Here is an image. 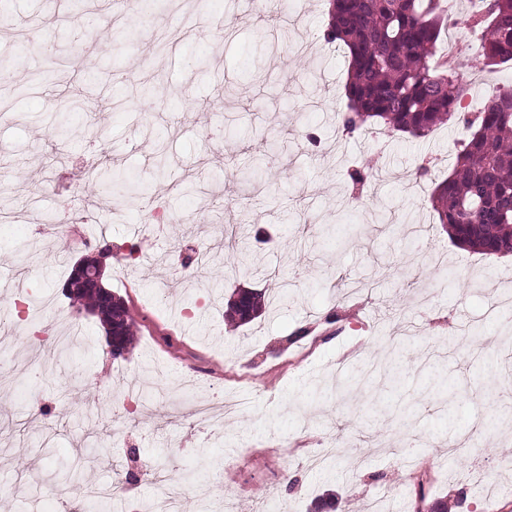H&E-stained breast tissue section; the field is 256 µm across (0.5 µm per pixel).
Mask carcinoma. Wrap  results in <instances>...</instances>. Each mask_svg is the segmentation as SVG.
<instances>
[{
    "instance_id": "cac0c4a2",
    "label": "carcinoma",
    "mask_w": 512,
    "mask_h": 512,
    "mask_svg": "<svg viewBox=\"0 0 512 512\" xmlns=\"http://www.w3.org/2000/svg\"><path fill=\"white\" fill-rule=\"evenodd\" d=\"M466 25L479 33L484 66L512 61V0H475ZM450 21L441 0H330L325 39L349 54L344 94L346 132L379 124L391 134L423 138L454 115V106L469 92L460 69L438 65V42ZM64 104L52 131L56 139L72 137ZM456 165L436 185L431 205L451 241L482 255L512 252V86L493 92L483 112L465 122ZM122 182L129 197L142 191L138 181L105 167L93 168L89 183L98 196L112 195ZM264 293L240 290L227 313L248 323L262 312ZM123 346L130 345L132 324L126 305L116 299ZM414 512H448V501L426 503L418 492Z\"/></svg>"
}]
</instances>
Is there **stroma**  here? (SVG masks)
Wrapping results in <instances>:
<instances>
[{"instance_id": "obj_1", "label": "stroma", "mask_w": 512, "mask_h": 512, "mask_svg": "<svg viewBox=\"0 0 512 512\" xmlns=\"http://www.w3.org/2000/svg\"><path fill=\"white\" fill-rule=\"evenodd\" d=\"M0 58L16 59L8 78L40 71L0 121V306L24 295L62 311L80 337L62 364L0 326V353L20 387L0 391V512H50L46 475L81 463L87 481L128 485L143 503L158 495L134 457L158 472L196 469L182 512H297L333 502L334 512H412L417 488L449 512H512V321L499 299L512 287V256L454 245L430 203L451 173L463 125L452 117L425 138L343 136L337 116L348 58L325 41L327 0H290L275 24L250 0H166L154 29L174 37L157 51L138 13L112 0H7ZM96 22L100 47L83 37ZM302 55H295L296 46ZM471 112L493 90L512 85V65L467 67ZM119 100L94 118L98 134L53 139L61 98ZM168 159L157 168L155 141ZM382 157L352 199L349 174ZM439 167L420 175L426 158ZM109 164L143 181L128 201L122 186L93 195L82 173ZM243 167L259 168L231 193ZM228 205L241 232L260 236L259 273L238 266L231 236L215 217ZM169 216L160 234L140 240L154 206ZM96 216L93 239L140 244L143 262L127 280L107 267L104 284L135 320L124 358L107 352L97 316L65 297L73 264L87 251L63 233L48 235L65 209ZM361 233L345 244L322 237L346 220ZM220 254L223 264L186 281L172 240ZM287 284L251 323L231 327L224 311L236 289ZM368 368L348 397L339 382ZM398 380H391L392 371ZM230 392L247 412L202 430L174 421L178 389L193 372ZM158 383L132 413L115 412L106 389ZM479 440L480 455L467 454ZM456 453H449V446ZM256 451L252 467L233 462ZM327 455L310 468L307 455Z\"/></svg>"}]
</instances>
